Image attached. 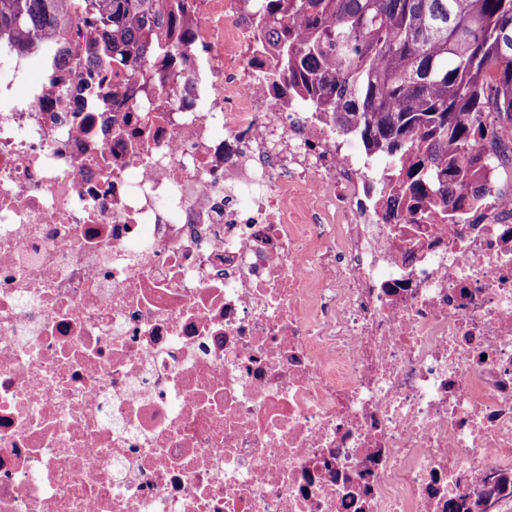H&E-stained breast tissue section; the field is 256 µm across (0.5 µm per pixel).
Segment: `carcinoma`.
I'll list each match as a JSON object with an SVG mask.
<instances>
[{"label":"carcinoma","mask_w":512,"mask_h":512,"mask_svg":"<svg viewBox=\"0 0 512 512\" xmlns=\"http://www.w3.org/2000/svg\"><path fill=\"white\" fill-rule=\"evenodd\" d=\"M336 129L382 153L417 201H466L472 145L491 109L512 120V0H242ZM73 0H0V34L21 51L51 32ZM189 0H81L77 32L112 57L113 84L146 85L188 45Z\"/></svg>","instance_id":"obj_1"}]
</instances>
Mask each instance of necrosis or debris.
Here are the masks:
<instances>
[{
    "mask_svg": "<svg viewBox=\"0 0 512 512\" xmlns=\"http://www.w3.org/2000/svg\"><path fill=\"white\" fill-rule=\"evenodd\" d=\"M190 33L147 90L0 36V512H512V125L452 216L242 0Z\"/></svg>",
    "mask_w": 512,
    "mask_h": 512,
    "instance_id": "1",
    "label": "necrosis or debris"
}]
</instances>
